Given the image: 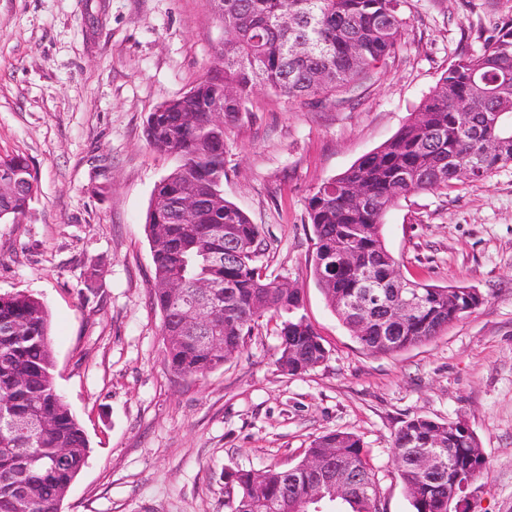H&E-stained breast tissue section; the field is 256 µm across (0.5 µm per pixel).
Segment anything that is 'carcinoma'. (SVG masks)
Masks as SVG:
<instances>
[{"label": "carcinoma", "mask_w": 512, "mask_h": 512, "mask_svg": "<svg viewBox=\"0 0 512 512\" xmlns=\"http://www.w3.org/2000/svg\"><path fill=\"white\" fill-rule=\"evenodd\" d=\"M224 28L216 61L174 106L163 101L148 115L145 136L179 163L156 185L145 220L152 244L151 300L162 319L170 371L204 376L238 355L265 316L281 318L277 364L290 375L311 371L328 350L302 308L298 288H282L259 258L260 227L224 198L225 125L238 119L258 86L291 100L328 99L367 76L401 40L402 0H209ZM224 98V120L211 105ZM13 156L0 160V220L20 223L36 193L35 177ZM512 165V24L503 25L476 53H462L441 75L394 136L363 155L310 196L315 239L313 275L339 321L373 353L390 354L430 341L485 301L476 288L437 286L405 278L387 249L382 224L391 204L411 194L481 181ZM204 206L181 218L175 203ZM225 251L221 266L209 255ZM387 280L386 315L349 300L362 272ZM217 287L220 296L208 335L216 349L193 338L171 284ZM420 307L403 311L409 292ZM50 319L37 297L0 294V412L32 421L26 434L0 431V512H56L90 456V442L59 394L53 376ZM393 331L394 339L382 336ZM392 447L414 512H451L455 490L487 474L478 438L461 420L414 415L394 432ZM428 451L443 470L418 466ZM317 460L315 473L307 463ZM344 489L336 501L349 512H380L374 474L362 439L336 430L317 437L295 466L227 469L228 512H299L318 483Z\"/></svg>", "instance_id": "1"}]
</instances>
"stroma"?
<instances>
[{
    "instance_id": "1",
    "label": "stroma",
    "mask_w": 512,
    "mask_h": 512,
    "mask_svg": "<svg viewBox=\"0 0 512 512\" xmlns=\"http://www.w3.org/2000/svg\"><path fill=\"white\" fill-rule=\"evenodd\" d=\"M403 16L395 51L342 101L260 88L224 137V197L259 225L268 274L300 289L327 361L281 372L265 320L223 367L177 377L144 229L177 160L147 144L144 125L212 66L224 30L208 0H0V158L25 157L38 181L22 222L0 224V294L46 304L56 382L92 448L61 512H227L225 470L290 468L334 430L368 449L381 512H413L391 440L416 414L465 420L477 436L489 473L468 512H512V166L384 216L405 277L486 297L431 342L364 350L312 271L314 189L390 139L459 54L512 23V0H405Z\"/></svg>"
}]
</instances>
